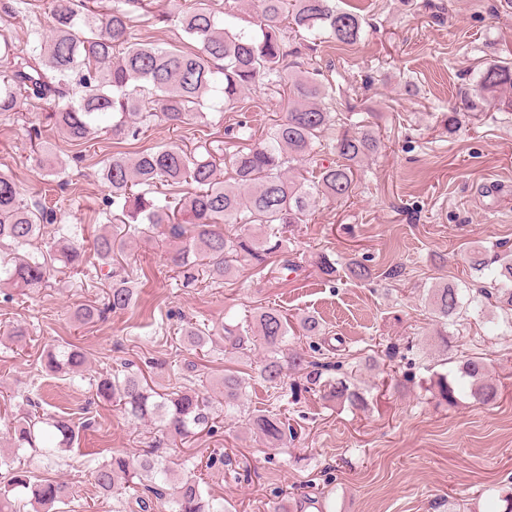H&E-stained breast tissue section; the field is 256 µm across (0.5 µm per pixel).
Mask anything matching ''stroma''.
<instances>
[{"mask_svg": "<svg viewBox=\"0 0 512 512\" xmlns=\"http://www.w3.org/2000/svg\"><path fill=\"white\" fill-rule=\"evenodd\" d=\"M342 2L365 18L364 38L343 48L318 44L299 61L315 63L345 89V98L331 105L337 117L371 125L390 147L362 163L349 200L321 202L287 228L297 271L281 270L273 258L261 268L245 262L223 282L187 289L168 267L165 246L143 240L118 256L136 283V303L103 321L85 325L74 317L79 306L102 302L109 287L90 260L80 271L57 274L39 293L0 292V394L8 412L0 441L8 416L32 400L42 412L72 420L79 439L54 463L18 453L34 475L69 483L64 512H138L132 492L102 498L92 476L113 452L135 455L162 436L158 422H136L119 407L93 402V383L127 367L143 371L158 392L191 385L213 396L225 370L239 371L248 382L247 412L271 411L293 426L295 437L273 447L244 422L223 416L213 436L164 444L179 474L218 453L200 471L203 487L232 512H287L289 498L300 492L323 498L326 512H452L454 503L512 475V325L489 308L451 330L454 349L482 354L499 393L488 405L466 397L451 405L438 395L437 327L422 299L436 285L471 286L463 266L469 251H492L500 242L512 247V111L484 104L453 133L442 121L488 63L512 60V13L498 12L499 0H459L453 12L448 0H430L421 11L406 0ZM11 5L12 12L0 13V34L15 46L25 47L31 29L48 30L54 0ZM170 8V0H153L151 15L135 17V36L192 47L179 26L154 21ZM247 96L248 115L210 109L177 130L155 121L140 140L121 145L112 142L108 116L90 145L76 146L45 122L42 102L0 114V174L14 178L24 198L49 201L57 212L35 249L46 250L62 224L76 226L88 243L111 230L110 191L99 170L112 152L165 144L191 152L204 139H222L240 118L264 132L285 117L286 97L266 85ZM45 144L59 174L36 166L34 153ZM322 253L335 260V277L318 270ZM354 260L370 267V279L350 274ZM394 266L402 267V280L389 278ZM268 307L293 320H319L320 335L290 337L289 348L326 364L328 379L358 367L367 410L320 400L301 372L290 373L284 388H270L259 376L263 350L247 358L225 346L224 324H248ZM188 322L214 331L200 350L183 342ZM16 325L26 331L23 340L11 337ZM338 340L337 352L331 345ZM70 344L86 352V370L49 371L43 353Z\"/></svg>", "mask_w": 512, "mask_h": 512, "instance_id": "obj_1", "label": "stroma"}]
</instances>
